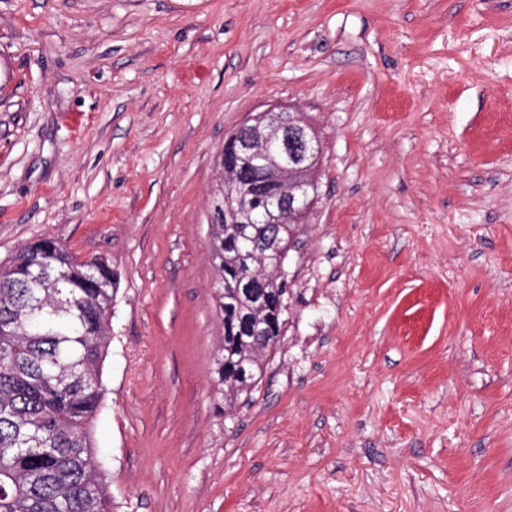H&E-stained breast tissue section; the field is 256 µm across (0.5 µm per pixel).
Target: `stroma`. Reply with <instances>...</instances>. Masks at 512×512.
<instances>
[{"mask_svg":"<svg viewBox=\"0 0 512 512\" xmlns=\"http://www.w3.org/2000/svg\"><path fill=\"white\" fill-rule=\"evenodd\" d=\"M273 103L325 150L251 395L208 211ZM116 277L112 512H512V0H0V263Z\"/></svg>","mask_w":512,"mask_h":512,"instance_id":"obj_1","label":"stroma"}]
</instances>
